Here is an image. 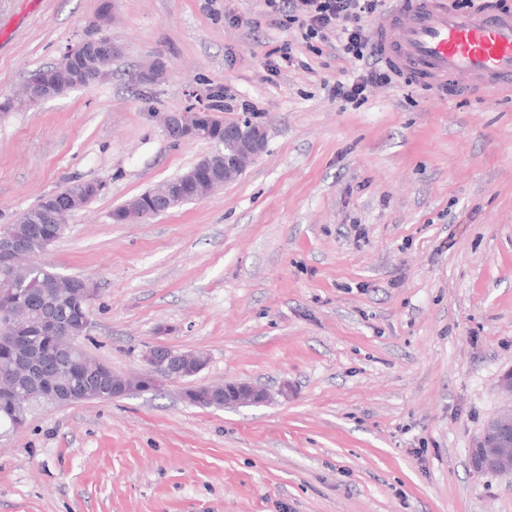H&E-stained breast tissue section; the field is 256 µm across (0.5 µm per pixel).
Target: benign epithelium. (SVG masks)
Here are the masks:
<instances>
[{
	"label": "benign epithelium",
	"mask_w": 512,
	"mask_h": 512,
	"mask_svg": "<svg viewBox=\"0 0 512 512\" xmlns=\"http://www.w3.org/2000/svg\"><path fill=\"white\" fill-rule=\"evenodd\" d=\"M116 47L112 40L105 36L86 39L78 46L67 50L61 64L68 65L84 55H94L101 60L100 73L107 76ZM207 115L197 112H169L163 115L162 123L167 135L175 140L185 139L199 131L200 124ZM224 138L237 141L234 160L224 163V183H232L243 174L248 162L258 158L267 144L266 130L258 126L247 136L237 134V129L224 124ZM143 360L147 371L135 376L112 375V387L121 394L138 383L152 380L164 381L173 377H187L182 365H194L193 373L201 372L208 363V358L192 349L174 350L165 345H155L145 351ZM212 401H222L224 406L259 405L267 401L268 395L264 388L249 382H228L223 385L207 387ZM0 396L14 403L13 413L30 410L35 404L60 405L68 403L71 397L52 394L42 399L16 401L15 387L10 376L0 378ZM492 432H481L476 444L469 449V466L476 474L512 475V410L499 415L491 421Z\"/></svg>",
	"instance_id": "obj_1"
}]
</instances>
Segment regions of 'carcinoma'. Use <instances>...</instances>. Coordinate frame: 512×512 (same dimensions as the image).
<instances>
[{
	"label": "carcinoma",
	"mask_w": 512,
	"mask_h": 512,
	"mask_svg": "<svg viewBox=\"0 0 512 512\" xmlns=\"http://www.w3.org/2000/svg\"><path fill=\"white\" fill-rule=\"evenodd\" d=\"M97 58L92 56L74 65H55L48 69L33 72L28 81L41 84L46 89H75L93 82L92 74L97 70ZM203 138L228 150L231 144L224 140V121L211 119L204 130ZM224 185V164L194 168L175 179L176 193L173 198L162 197L167 185L152 188L133 198L112 213L117 224L136 223L140 214L151 211L158 215L176 206L200 201L210 195L215 186ZM100 187L93 180H74L62 191L55 194L58 212L66 208L73 210L86 206L98 196ZM65 216L50 217L40 201L24 214L19 222L10 225L13 236L23 244V250L0 262V312L13 311L15 318L5 329L17 344L27 348L30 360L48 359L54 361L65 353L61 371L53 375L48 387L62 391L80 383L86 377L102 380L103 387L94 396L96 400L112 399V367L102 363L92 364L82 352H67L68 335L82 328L89 315V307L82 303L79 288L81 278L72 277L69 289L58 291L57 274L49 271L37 260L42 253V242L58 240L64 233ZM13 372L16 381L23 385L29 379L21 365L13 358V346L0 344V371Z\"/></svg>",
	"instance_id": "cac0c4a2"
}]
</instances>
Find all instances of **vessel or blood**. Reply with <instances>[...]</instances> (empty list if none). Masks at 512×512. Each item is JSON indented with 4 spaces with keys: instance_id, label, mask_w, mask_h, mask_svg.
Here are the masks:
<instances>
[{
    "instance_id": "obj_1",
    "label": "vessel or blood",
    "mask_w": 512,
    "mask_h": 512,
    "mask_svg": "<svg viewBox=\"0 0 512 512\" xmlns=\"http://www.w3.org/2000/svg\"><path fill=\"white\" fill-rule=\"evenodd\" d=\"M386 62L414 83L446 88L462 79L489 99L512 97V0H392L372 27Z\"/></svg>"
}]
</instances>
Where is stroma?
<instances>
[{
	"label": "stroma",
	"instance_id": "1",
	"mask_svg": "<svg viewBox=\"0 0 512 512\" xmlns=\"http://www.w3.org/2000/svg\"><path fill=\"white\" fill-rule=\"evenodd\" d=\"M100 35L107 78L0 112V224L101 183L39 256L97 289L79 345L120 374L156 344L208 364L34 407L0 436V512H512V476L468 463L512 403V99L397 76L342 101L336 31L313 52L266 0H0V103ZM191 106L266 127V151L204 200L115 223L215 152L157 120ZM239 381L271 400L182 398Z\"/></svg>",
	"mask_w": 512,
	"mask_h": 512
}]
</instances>
